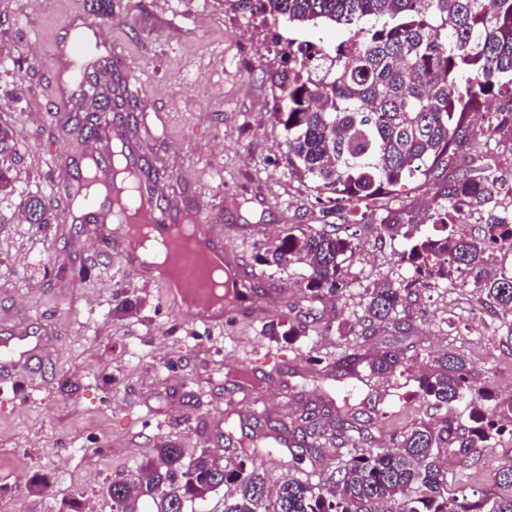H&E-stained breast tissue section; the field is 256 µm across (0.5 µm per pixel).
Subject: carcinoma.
I'll use <instances>...</instances> for the list:
<instances>
[{
  "label": "carcinoma",
  "instance_id": "carcinoma-1",
  "mask_svg": "<svg viewBox=\"0 0 512 512\" xmlns=\"http://www.w3.org/2000/svg\"><path fill=\"white\" fill-rule=\"evenodd\" d=\"M258 10L299 25L342 24L353 45L305 42L288 49L281 77L282 111L275 113L286 133L288 167L309 180L329 217L343 209L390 195L416 176L441 173L443 180L428 214L432 232L407 238L399 263L409 276H385L366 285L361 338L383 324L406 323L405 297L422 287L472 288L476 300L496 310L512 340V272L489 274L494 249L512 244V214L495 212L502 187L490 165L461 161L478 137L512 134V108L489 112L480 132L467 118L485 100L512 97V0H258ZM79 97L72 132L82 144L103 129L112 114V88L104 83L112 62L80 63ZM122 130L137 127L138 104L122 101ZM30 224L55 221L54 199L33 194L24 201ZM487 212L477 230L464 224L473 212ZM411 223L403 210H387L380 226L390 239ZM350 237L336 231L290 228L256 255L262 265H302L312 300L339 297L346 288L347 263L355 256ZM267 334L293 341L301 326L271 321ZM399 350L365 361L354 357L352 374L366 363L370 374L406 370ZM437 368L416 378L419 398L436 410L465 405L468 424L445 418L402 433L398 451L349 448L347 459L328 483L288 475L270 483L257 466L265 448L252 442L233 459L204 449L185 458L173 443H163L138 475L112 477V507L138 512H195V505L223 493L222 512H512V495L489 497L472 487L448 490L439 461L454 455L466 467L477 449L512 425V397L499 399L473 387L466 360L446 353ZM363 410L348 397L336 399V439L349 443L362 433ZM324 435L319 415L310 436L298 444L302 460L318 454Z\"/></svg>",
  "mask_w": 512,
  "mask_h": 512
}]
</instances>
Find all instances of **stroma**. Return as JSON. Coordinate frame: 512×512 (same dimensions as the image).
<instances>
[{
  "label": "stroma",
  "instance_id": "stroma-1",
  "mask_svg": "<svg viewBox=\"0 0 512 512\" xmlns=\"http://www.w3.org/2000/svg\"><path fill=\"white\" fill-rule=\"evenodd\" d=\"M350 30L299 26L244 9L239 0H112V16L88 0H0V123L17 151V191L0 195V512H63L70 500L112 512L102 489L114 474H134L154 448L173 442L185 456L205 448L235 453L234 439L262 430L265 420L301 426L309 409L331 406L352 391L376 413L375 447L391 448L414 425L429 422L415 378L448 350L463 353L479 388L512 395V344L498 316L475 306L471 292L424 288L407 303L401 327L361 336L363 289L390 273L404 239L380 231L385 209L426 214L440 186L417 177L401 192L324 218L317 193L289 169L281 105L283 53L289 43L326 48L349 42ZM78 40L112 58L123 95L151 90L131 139L160 170L159 187L177 208L198 211L246 272L257 274L264 311L237 313L209 329L172 311L148 272L132 273L120 235L96 241L73 225L74 209L58 197L54 224H30L21 199L70 179L85 151L63 124L71 86L61 74ZM337 224L357 253L342 298L305 302L294 290L299 267L258 264L259 249L291 226ZM136 300L127 314L115 300ZM305 327L288 342L265 336L274 318ZM395 348L409 359L403 374L349 375V357ZM141 358L131 361L130 350ZM73 448L58 449L61 438ZM320 460L291 461L288 449L264 455L271 478H320L340 466L332 434ZM512 460V434L479 449L467 470L441 458L449 486L459 478L498 494L497 469ZM46 477V492L28 480Z\"/></svg>",
  "mask_w": 512,
  "mask_h": 512
}]
</instances>
